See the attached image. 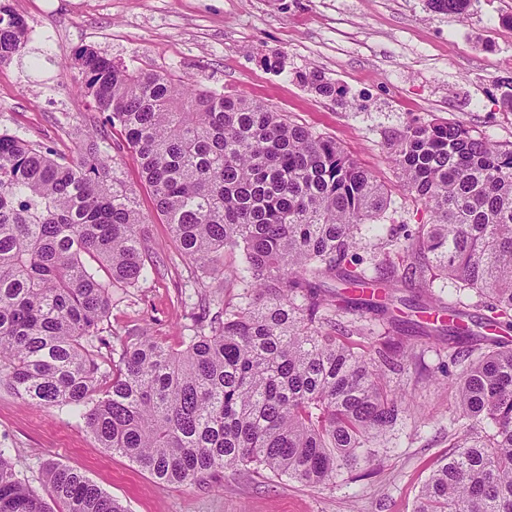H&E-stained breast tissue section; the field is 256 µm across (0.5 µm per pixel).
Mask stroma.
Listing matches in <instances>:
<instances>
[{
  "label": "stroma",
  "instance_id": "35a3bbf8",
  "mask_svg": "<svg viewBox=\"0 0 512 512\" xmlns=\"http://www.w3.org/2000/svg\"><path fill=\"white\" fill-rule=\"evenodd\" d=\"M29 25L24 52L0 65V130L72 157L96 144L112 156L138 209L146 280L113 289L101 324V370L111 373L124 345L142 337L180 349L199 306L223 310L237 300L229 276L204 275L172 238L155 209L134 154L119 129L80 93L65 57L91 46L128 68L194 78L221 93H243L289 122L330 137L389 192L382 223L392 233L427 218L403 187L386 144L412 122L463 124L473 135L512 145V0H479L464 21L430 12L425 0H11ZM320 73L332 97L304 82ZM402 382L415 383V414L399 426L367 476L309 488L247 468L215 472L205 483L159 486L127 457L102 448L83 420L39 409L0 388V448L46 494L43 468L55 461L84 473L126 512H412L424 480L448 453L452 389L438 385L447 341L420 333Z\"/></svg>",
  "mask_w": 512,
  "mask_h": 512
}]
</instances>
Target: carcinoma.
<instances>
[{
  "label": "carcinoma",
  "mask_w": 512,
  "mask_h": 512,
  "mask_svg": "<svg viewBox=\"0 0 512 512\" xmlns=\"http://www.w3.org/2000/svg\"><path fill=\"white\" fill-rule=\"evenodd\" d=\"M478 0H426L475 15ZM29 28L0 0V64ZM81 88L120 126L175 241L203 272L239 256V302L203 311L186 347L123 346L106 380L95 354L112 288L147 276L146 218L107 155L60 162L50 147L0 132V386L82 418L99 445L162 486L220 469L316 488L370 465L410 411L391 387L415 344L393 336L388 301L431 295L445 275L475 292L488 325L512 326V148L457 123L410 124L389 144L426 222L359 255L390 199L336 141L243 94L186 88L129 70L87 46ZM401 264H396V260ZM369 312L389 335L347 318ZM448 304V447L415 512H512V346L476 336ZM44 499L0 448V512H125L83 473L44 468Z\"/></svg>",
  "instance_id": "cac0c4a2"
}]
</instances>
